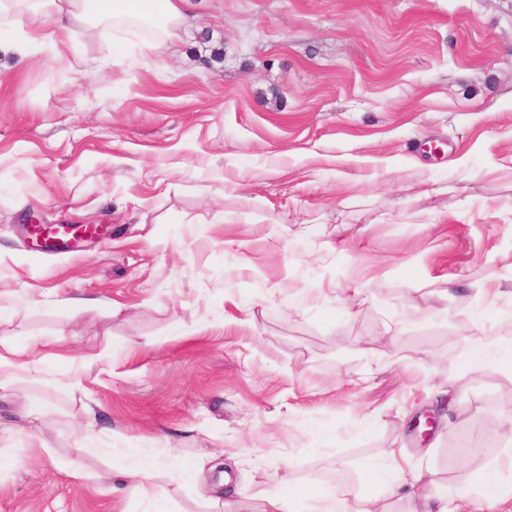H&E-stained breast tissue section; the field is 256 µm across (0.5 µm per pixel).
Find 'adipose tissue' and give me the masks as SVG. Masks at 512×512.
<instances>
[{"mask_svg":"<svg viewBox=\"0 0 512 512\" xmlns=\"http://www.w3.org/2000/svg\"><path fill=\"white\" fill-rule=\"evenodd\" d=\"M185 0H162L153 9L151 0H0V56L16 55L36 62L66 57L75 27L112 28L126 32V23L137 20L141 28H153L142 40L141 50L150 54L164 46L186 24ZM466 373L493 369L512 375V339L488 341L471 337L462 356ZM402 451L388 448L384 462L371 466L373 481L381 488L374 497L361 500L359 512H391V500H404L409 512H512V494L506 493L493 473L462 471L456 495L431 494L434 473L420 465L406 473Z\"/></svg>","mask_w":512,"mask_h":512,"instance_id":"1","label":"adipose tissue"}]
</instances>
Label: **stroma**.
Segmentation results:
<instances>
[{
    "mask_svg": "<svg viewBox=\"0 0 512 512\" xmlns=\"http://www.w3.org/2000/svg\"><path fill=\"white\" fill-rule=\"evenodd\" d=\"M193 3L172 51L130 41L103 78L108 28L0 61V343L44 378H0V512H261L274 488L308 512V485L371 495L384 449L427 446L436 493L492 463L512 488V377L413 429L463 337L512 324V0ZM31 213L112 237L35 260Z\"/></svg>",
    "mask_w": 512,
    "mask_h": 512,
    "instance_id": "35a3bbf8",
    "label": "stroma"
}]
</instances>
